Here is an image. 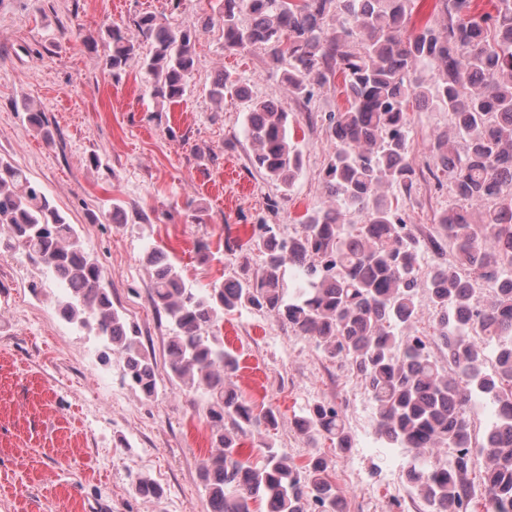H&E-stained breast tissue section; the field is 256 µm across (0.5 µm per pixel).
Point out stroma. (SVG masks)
I'll list each match as a JSON object with an SVG mask.
<instances>
[{
    "instance_id": "1",
    "label": "stroma",
    "mask_w": 512,
    "mask_h": 512,
    "mask_svg": "<svg viewBox=\"0 0 512 512\" xmlns=\"http://www.w3.org/2000/svg\"><path fill=\"white\" fill-rule=\"evenodd\" d=\"M223 4L0 0V159L24 169L75 225L159 372L157 393L145 397L115 353L110 379L101 382L96 337L61 317L59 295L41 266L1 248L0 512H207L200 477L211 448L207 399L168 376L169 328L150 302L144 251L163 249L186 284L202 290L251 276L263 260L261 223L288 234L327 204L332 144L320 117L348 105L342 76L304 102L261 50L226 49ZM147 12L200 32L186 93L175 103L154 96L137 63L117 73L106 64L110 27L139 40L135 21ZM221 70L253 98L293 114L290 136L303 167L289 191L253 167L243 104L231 94L220 102L210 97ZM29 106L43 113V129L29 124ZM408 121L411 157L421 169L432 138L448 128V113L412 105ZM115 204L124 221L106 223ZM447 205V186L429 178L404 208L411 223L429 224ZM202 246L209 261L200 259ZM219 331L239 363L238 394L256 415L271 409L279 418L275 434L260 425L239 438L238 460L261 463L268 441L298 468L323 454L351 512H388L408 449L339 456L329 441H310L293 425L307 402L327 400L345 404L349 431L358 433L369 400L360 379L337 378L335 362L273 315L233 312ZM140 477L156 482L160 494H137Z\"/></svg>"
}]
</instances>
